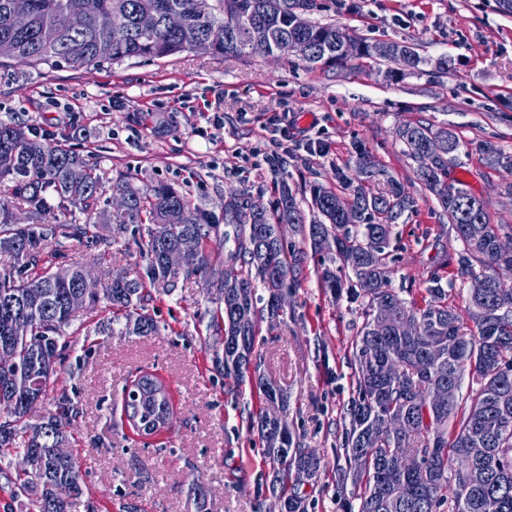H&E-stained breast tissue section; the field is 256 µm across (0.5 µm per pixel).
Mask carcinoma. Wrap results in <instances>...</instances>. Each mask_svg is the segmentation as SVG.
<instances>
[{"label": "carcinoma", "instance_id": "carcinoma-1", "mask_svg": "<svg viewBox=\"0 0 512 512\" xmlns=\"http://www.w3.org/2000/svg\"><path fill=\"white\" fill-rule=\"evenodd\" d=\"M300 2L286 0L287 11L271 16L263 0H209L205 10L198 0H99L101 11L117 20L105 28L87 11L86 0H0V41L14 45L17 63L34 68L100 67L183 53L265 57L272 39L280 36L297 40L300 59L311 65L386 62L390 54L404 55L412 69L426 63L412 44L371 42L361 35L356 50L339 51L340 27L334 24L295 30L290 10ZM145 10L156 15L150 32L138 25ZM172 11L184 17L180 30L166 25ZM48 29L57 34L53 43L41 39ZM399 136L463 245L458 274L469 281L466 303L474 330H464L438 279H432L423 306L406 305L389 288L390 237L412 201L397 184L384 192L370 187L376 164L358 145V184H347L341 193L311 186L315 216L309 222L302 200L286 184L272 209L258 197L237 194L225 198L217 214L170 184L139 189L116 182L113 191L127 200L122 231L133 226L144 265L134 277L118 274L88 294L87 306L104 301L126 333L155 335L159 325L148 302L156 294H171L182 278H198L218 303L212 323L221 345L212 350L213 367L242 382L259 369L253 359L259 322L279 316L282 291L304 270L306 253L289 250L279 227L295 225L314 253L321 252V238L331 237L336 248L321 267L320 287L362 304L363 324L352 342L355 396L344 412L341 443L343 477L359 489L358 512H484L490 497L499 502V512H512V287L490 275L496 266H512V254L497 250L500 228L490 223L484 203L465 184L448 181V156L427 155L429 144L438 140L448 143L450 153L458 150L448 129L408 125ZM482 152L492 164L512 170V152L490 141ZM0 179L13 183L12 199L0 198V254L12 260L0 268V458L32 460L29 469L16 472L12 498L31 499L36 512H71L72 499L82 494L79 465L73 454L59 456L55 449L74 439L77 412L64 394L56 414L34 422L31 404L45 396L57 375V361L67 348L63 330L74 314L71 300L80 294L86 273L80 264L57 267L52 260L75 245L91 244L99 248L97 261H110L111 225L96 216L101 187L96 169L23 124L0 122ZM16 207L25 211L26 223L15 221ZM241 209L252 212L253 223L236 221ZM56 210L78 212L84 221L51 224L48 218ZM186 236L197 240L196 251L182 267L167 266L163 254ZM214 241L233 247L215 260ZM229 262L244 269L231 287L224 284ZM257 280L268 291L261 309ZM404 318L419 324L410 339L396 332L395 322ZM467 374L476 379V388L463 396ZM435 383L448 386L443 405L422 397ZM255 384L266 403L287 406L283 390L261 377ZM132 387L139 397L123 392L122 410L134 431L151 435L164 420L172 426V400L158 376L143 373ZM389 413L411 421L397 439L383 432ZM250 428L264 443L281 512H306L305 499L288 492V483L298 486L315 478L321 458L294 440L284 413L262 411L250 418ZM60 484L70 486L64 499L55 493Z\"/></svg>", "mask_w": 512, "mask_h": 512}]
</instances>
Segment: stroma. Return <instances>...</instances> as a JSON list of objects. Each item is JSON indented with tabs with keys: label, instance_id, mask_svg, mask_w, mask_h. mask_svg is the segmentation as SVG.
Listing matches in <instances>:
<instances>
[{
	"label": "stroma",
	"instance_id": "35a3bbf8",
	"mask_svg": "<svg viewBox=\"0 0 512 512\" xmlns=\"http://www.w3.org/2000/svg\"><path fill=\"white\" fill-rule=\"evenodd\" d=\"M312 21L333 23L370 41H407L425 63L327 68L288 54L224 57L180 54L110 66L67 65L33 70L0 66V121L53 135L102 178V197L123 176L136 188L165 181L195 203L220 211L232 192L274 206L281 185L307 193L319 183L342 190L356 177V147L374 157L415 201L390 243V286L406 302H423L431 278L448 305L469 323L466 283L457 275L461 242L405 155L397 135L406 125L445 126L459 142L450 178L483 200L491 223L512 236V172L479 151L492 141L512 152V15L498 0H317ZM447 57V76L434 62ZM278 116L287 136L265 126ZM223 122L216 131L215 122ZM76 246L67 262L99 282L135 272L143 261L130 234L117 235L112 260ZM320 259L309 256L303 278L289 288L281 315L259 324L260 371L288 396L286 417L298 444L325 461L317 481L299 486L307 512H357L351 482H340L336 450L343 409L351 400L352 341L362 326L358 304L333 298L318 282ZM216 303L198 279L179 281L172 295L150 302L155 336L101 333L108 307L79 310L65 333L70 347L38 412L71 397L78 431L70 445L83 495L71 512H192L189 489L204 484L207 512H268L269 471L249 419L260 402L250 384L213 369L210 326ZM163 379L175 406L172 427L137 435L122 416V389L140 371Z\"/></svg>",
	"mask_w": 512,
	"mask_h": 512
}]
</instances>
